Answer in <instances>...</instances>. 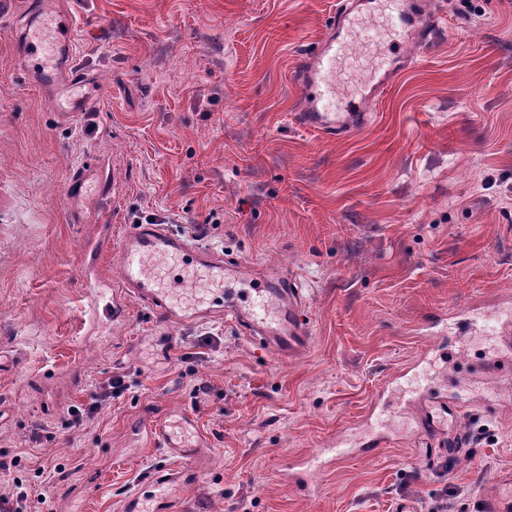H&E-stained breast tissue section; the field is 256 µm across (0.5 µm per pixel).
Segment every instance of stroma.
Returning a JSON list of instances; mask_svg holds the SVG:
<instances>
[{"instance_id":"stroma-1","label":"stroma","mask_w":512,"mask_h":512,"mask_svg":"<svg viewBox=\"0 0 512 512\" xmlns=\"http://www.w3.org/2000/svg\"><path fill=\"white\" fill-rule=\"evenodd\" d=\"M75 69L102 93L60 119L23 78L0 13V493L37 512H122L174 461L152 415L186 411L203 448L185 512H476L512 475V373L470 381L490 339L458 341L444 389L460 412L454 458L427 463L412 435L335 460L315 494L281 477L355 432L386 384L425 352L420 326L512 295V0H423L429 46L371 118L336 139L300 126L290 75L336 0H61ZM113 172L70 221L77 171ZM188 232L257 268L297 274L314 336L282 362L235 324L176 327L159 353L148 308L89 335L81 250L99 225ZM123 392L82 424L100 382Z\"/></svg>"}]
</instances>
